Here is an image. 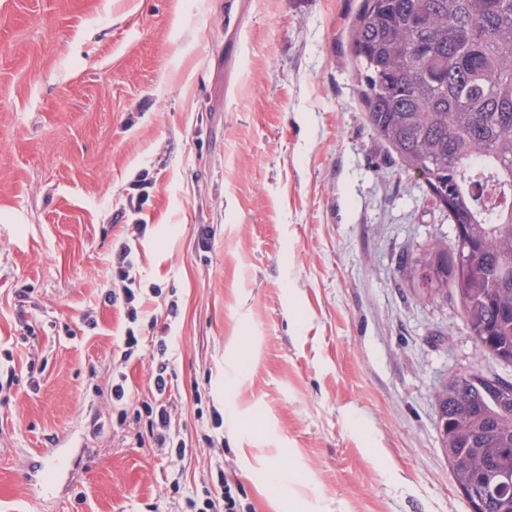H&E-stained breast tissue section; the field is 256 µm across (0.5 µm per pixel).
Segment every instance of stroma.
<instances>
[{
	"mask_svg": "<svg viewBox=\"0 0 512 512\" xmlns=\"http://www.w3.org/2000/svg\"><path fill=\"white\" fill-rule=\"evenodd\" d=\"M361 4L0 0V353L21 370L0 395V512H190L219 470L251 512H470L433 391L512 365L479 353L456 296L414 294L407 257L455 231L365 121ZM125 242L157 287L133 324L101 302ZM130 326L149 342L125 363ZM160 336L181 457L111 421L113 375L146 398Z\"/></svg>",
	"mask_w": 512,
	"mask_h": 512,
	"instance_id": "1",
	"label": "stroma"
}]
</instances>
